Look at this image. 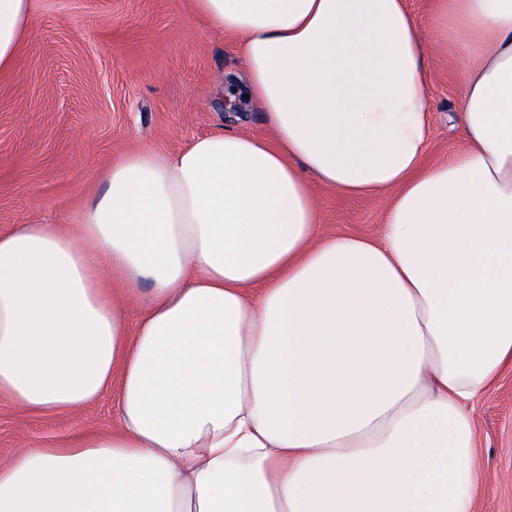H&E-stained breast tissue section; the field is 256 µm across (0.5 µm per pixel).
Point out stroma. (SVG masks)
I'll return each instance as SVG.
<instances>
[{
    "mask_svg": "<svg viewBox=\"0 0 512 512\" xmlns=\"http://www.w3.org/2000/svg\"><path fill=\"white\" fill-rule=\"evenodd\" d=\"M434 59L425 85L430 162L448 158L465 60L437 24L445 0H408ZM231 39L192 0H36L12 72L0 75V228L73 224L103 187L100 173L137 150L176 151L219 131L261 136L256 107L229 101L243 78ZM387 201L319 193L326 234H377ZM478 458L488 482L477 512H512V367L477 405ZM118 425L108 394L77 411H29L0 396V463L24 448H69Z\"/></svg>",
    "mask_w": 512,
    "mask_h": 512,
    "instance_id": "35a3bbf8",
    "label": "stroma"
}]
</instances>
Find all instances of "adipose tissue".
<instances>
[{
	"mask_svg": "<svg viewBox=\"0 0 512 512\" xmlns=\"http://www.w3.org/2000/svg\"><path fill=\"white\" fill-rule=\"evenodd\" d=\"M36 0H0V73ZM268 136L134 151L76 228L0 232V395L121 425L0 464V512H476L512 366V0H451L462 146L424 165L407 0H194ZM388 200L324 234L319 190ZM142 313L129 324L126 310Z\"/></svg>",
	"mask_w": 512,
	"mask_h": 512,
	"instance_id": "obj_1",
	"label": "adipose tissue"
}]
</instances>
